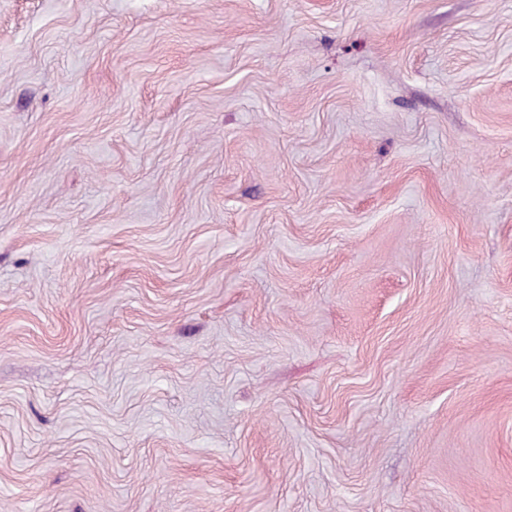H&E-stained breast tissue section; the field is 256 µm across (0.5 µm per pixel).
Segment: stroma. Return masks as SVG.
I'll return each mask as SVG.
<instances>
[{
    "label": "stroma",
    "mask_w": 512,
    "mask_h": 512,
    "mask_svg": "<svg viewBox=\"0 0 512 512\" xmlns=\"http://www.w3.org/2000/svg\"><path fill=\"white\" fill-rule=\"evenodd\" d=\"M0 512H512V0H0Z\"/></svg>",
    "instance_id": "1"
}]
</instances>
